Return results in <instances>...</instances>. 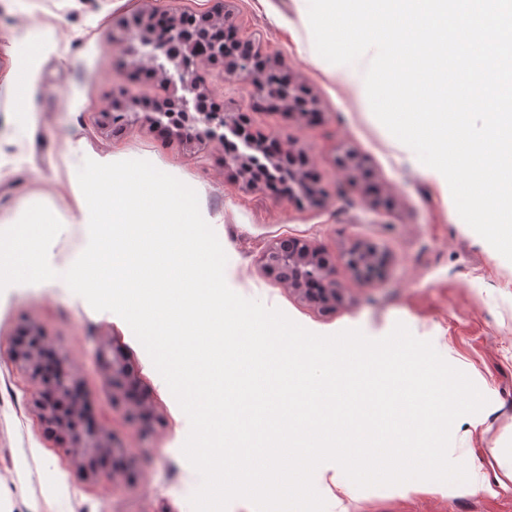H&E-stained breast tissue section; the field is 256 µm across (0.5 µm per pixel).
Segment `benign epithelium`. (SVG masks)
Listing matches in <instances>:
<instances>
[{
  "instance_id": "benign-epithelium-1",
  "label": "benign epithelium",
  "mask_w": 512,
  "mask_h": 512,
  "mask_svg": "<svg viewBox=\"0 0 512 512\" xmlns=\"http://www.w3.org/2000/svg\"><path fill=\"white\" fill-rule=\"evenodd\" d=\"M215 6L201 14L168 10L167 22L155 27L154 20L136 15L127 23L125 43H139L146 50L151 69L159 76L166 95L152 112L144 113L146 122L155 128L184 134L189 141L222 146L229 138L240 141L239 151H225L224 164L236 169L252 184L275 177L273 167L288 164V186L309 191L303 174L305 160L291 149H284L276 136L258 138L248 128L242 113L234 116L221 105L210 106L211 91L207 68L218 67L223 77L249 85L256 97L266 100L274 87L276 66L263 61L249 46L237 43L241 55H224L228 42H214L211 58H202L196 50L194 23H218L222 30L234 35L225 0H213ZM140 105L109 101L101 110L103 123L126 115L139 114ZM346 264L356 274H362L379 264L377 253L368 247H355L346 255ZM262 272L307 301L324 310H331L341 301L340 287L334 277L336 259L298 237L279 238L268 245L259 258ZM44 346L16 344L12 360L20 364L37 382L35 407L43 422L63 445L66 453L80 460L88 476H97L98 456L110 451L111 445L103 434L87 427L83 418V402L76 393L77 384L71 369L57 360L50 372L41 368ZM96 361L108 373L112 403L122 400L138 417L149 412L148 397L138 388L133 371L123 353L102 346L96 350Z\"/></svg>"
}]
</instances>
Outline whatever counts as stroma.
I'll list each match as a JSON object with an SVG mask.
<instances>
[{"instance_id":"stroma-1","label":"stroma","mask_w":512,"mask_h":512,"mask_svg":"<svg viewBox=\"0 0 512 512\" xmlns=\"http://www.w3.org/2000/svg\"><path fill=\"white\" fill-rule=\"evenodd\" d=\"M212 0H0V221L37 195L65 225L54 241L60 260L83 251L78 226L68 224L70 144L91 153L144 157L195 183L201 201L219 217L214 230L228 261L225 279L243 297L277 308L318 334L348 328L380 338L403 322L431 341L487 398L477 414L452 428L449 455L484 474L488 490L449 489L410 481L405 486L331 492L336 466L314 476L327 512H512V262L457 216L449 192L407 161L404 144L318 55L298 0H227L237 37L307 90L311 109L290 113L257 102L249 86L210 78L212 99L245 113L256 134L278 135L302 153L319 204L300 194L251 185L224 166V150L153 130L143 120L116 129L99 110L114 92L127 100L162 96L158 78L125 55L122 21L163 9L201 13ZM55 47L37 75L35 111L16 120L7 79L15 50L36 30ZM300 236L336 257L342 301L325 312L265 277L258 259L284 236ZM383 258L380 274L354 276L344 257L355 242ZM42 328L57 359L75 372L85 413L124 458L123 472L85 476L39 418L37 385L9 360L20 328ZM109 342L125 354L148 393L152 416L131 423L112 404V384L94 351ZM189 421L165 381L118 315L103 314L70 289L53 285L0 292V512H192L199 477L182 454Z\"/></svg>"}]
</instances>
